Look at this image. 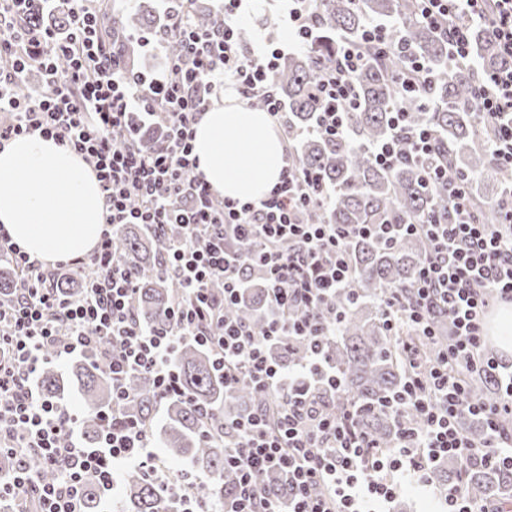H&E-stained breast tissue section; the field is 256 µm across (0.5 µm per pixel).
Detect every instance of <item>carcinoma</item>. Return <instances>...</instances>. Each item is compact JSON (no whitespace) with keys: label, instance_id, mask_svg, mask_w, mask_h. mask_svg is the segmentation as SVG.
<instances>
[{"label":"carcinoma","instance_id":"carcinoma-1","mask_svg":"<svg viewBox=\"0 0 512 512\" xmlns=\"http://www.w3.org/2000/svg\"><path fill=\"white\" fill-rule=\"evenodd\" d=\"M168 4L151 9L132 6L127 0L98 3L101 28L108 47L125 58L136 72L139 54L137 35L158 26ZM316 27L307 48L288 53L271 78L278 97L288 106L286 129L293 141L291 158L306 171L319 175L332 192L327 207L308 213L311 223L325 224H410L430 214L454 221L448 194L437 184H427L423 166L407 146V134L419 128L435 132L448 163L468 179L482 184L471 189L481 220L494 224L499 217V191L512 182V172L495 163L480 112L472 102L475 84L486 71L512 66L500 55L495 43L481 29H472L473 57L453 59L447 37L435 31L418 14L414 0H316ZM377 17L393 22L394 45L385 54L371 56L354 77L358 106L348 119V133L336 139L297 136L315 124L320 103L315 88L322 69L335 62L336 47L342 38L358 39L368 20ZM222 18L216 0H190L193 27L206 30ZM26 26L47 28L56 33L71 30L67 0L45 12L35 6ZM418 60L430 73L425 89L400 94L394 76L407 60ZM403 113V123L395 125L394 113ZM134 139L144 150L162 148L167 133L147 122L134 131ZM400 144L399 157L392 167L376 163L369 147L387 141ZM173 228L145 229L139 224L121 226L113 247L136 275V314L152 325L169 322L171 308L180 295V284L161 269ZM428 243L406 235L396 242L378 237H357L349 242L353 267V288L339 293L333 308L345 312L337 335L325 350L341 379L338 390L323 394L327 410L341 415L355 414L357 425L379 447L393 445L400 422L413 416L397 415L386 408L402 391L409 368L402 356V342L390 335L383 320V300L394 290L412 288L428 254ZM91 276L87 268L61 274L57 287L65 295L83 291ZM18 273L9 259L0 266V293L8 295L16 286ZM268 287L262 272L250 268L243 297L226 307L229 316L249 321L257 331L265 327ZM308 345L298 336H281L271 348L277 363L298 364L307 359ZM185 397L168 402L166 419L159 431V443L167 459L189 462L204 473L206 481L197 489L200 497L222 501L234 494L237 472L225 465L224 442L216 435L233 417L268 405L270 396L243 380L224 391V376L212 357L191 338L185 339L174 357ZM475 394L487 403L499 397L497 384L486 375L466 371ZM77 385L85 414L84 434L94 443L101 431L100 412L112 406V380L105 361L91 357L76 362L68 375L47 366L39 380L40 392L62 402L69 385ZM130 400L125 413L151 420L157 397L151 380L144 374L126 378ZM465 475L471 497L478 501L512 497V471L488 468L475 459L449 458L435 463L430 478L448 486ZM283 479L275 474L258 478L261 493L283 489ZM119 512H180L179 503L163 486L141 471L130 469L123 477V496L116 503ZM85 512H101L95 483L87 485Z\"/></svg>","mask_w":512,"mask_h":512}]
</instances>
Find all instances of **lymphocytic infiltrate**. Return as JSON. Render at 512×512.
<instances>
[{
	"label": "lymphocytic infiltrate",
	"mask_w": 512,
	"mask_h": 512,
	"mask_svg": "<svg viewBox=\"0 0 512 512\" xmlns=\"http://www.w3.org/2000/svg\"><path fill=\"white\" fill-rule=\"evenodd\" d=\"M94 0H72L73 28L63 39L54 32L27 27L36 0H0V146L40 132L80 155L101 187L105 224L94 251L71 259L74 267L94 271L84 293L59 294L51 272L32 259L0 229V253L19 271L10 309L0 308V455L19 458L17 470L0 478V503H34V512H84V489L95 482L107 493L117 487L119 469L156 475L157 452L148 428L127 417L129 394L124 378L146 373L158 400L182 397L172 358L186 337L211 349L225 386L248 376L259 390L276 391L281 406L275 418L250 413L226 424L224 461L238 475L232 500L216 506L196 495L202 479L183 471L167 484L180 512H371L391 501L404 481L428 483L430 463L443 457L479 458L490 467L512 464V432L501 428V413L512 414V372L500 373L496 358H482L484 323L490 298L512 302V202L502 203L498 223L476 215L470 182L450 165L437 162V138L421 128L409 134L414 158L430 182L442 185L455 211L454 223L428 216L415 224H312V208L325 205L330 191L317 176L289 164L280 182L257 202L219 197L196 177L194 126L224 81H233L245 98L260 99L266 112L284 118L285 108L270 89L284 51L277 44L244 55L238 27L242 0H224V20L199 31L181 8L166 18L165 31L182 40L179 55L154 78L130 74L125 61L106 52ZM314 0H283L281 24L291 45L303 47L313 35ZM422 19L444 32L456 57L471 55V35L458 27L460 17L481 27L503 56L512 58V0H417ZM392 42L388 24L369 22L361 37L343 40L336 61L320 80L321 108L313 134L341 137L355 102L354 75L370 51H386ZM68 66L59 69L57 61ZM39 70L42 86L26 97L13 88L30 70ZM473 99L490 131L497 164L512 169V67L491 71L476 85ZM166 127L165 148L145 152L123 135L131 116ZM122 224L149 227L179 225L164 269L181 284V294L163 327L138 320V292L132 272L112 249ZM425 237L430 245L410 294L393 293L384 315L391 332L433 336L435 314L448 316L453 339L441 349L429 371H419L412 345L404 352L414 373L399 407L414 411V425L401 427L392 447L383 449L356 425L351 414H330L318 403L321 381H335L321 347L335 335L338 315L327 302L351 288L347 246L353 238L376 234L388 240L399 233ZM249 246L242 254L240 246ZM259 266L268 283L272 316L263 331L225 315L245 282L249 266ZM222 283L224 295L210 286ZM291 334L312 346L308 359L292 368L271 361L266 344ZM105 348L112 377V407L103 413L97 442L87 445L80 419L44 397L33 386L49 357L59 359ZM472 361L496 375L502 399L478 400L458 372ZM480 418L487 431L477 443L464 436L462 414ZM277 471L288 485L285 499L257 492L258 477ZM46 471L54 480H43Z\"/></svg>",
	"instance_id": "lymphocytic-infiltrate-1"
}]
</instances>
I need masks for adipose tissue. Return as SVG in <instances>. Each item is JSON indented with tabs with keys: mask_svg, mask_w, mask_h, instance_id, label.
I'll return each mask as SVG.
<instances>
[{
	"mask_svg": "<svg viewBox=\"0 0 512 512\" xmlns=\"http://www.w3.org/2000/svg\"><path fill=\"white\" fill-rule=\"evenodd\" d=\"M194 153L215 194L241 202L264 198L286 167V143L271 116L227 97L196 124Z\"/></svg>",
	"mask_w": 512,
	"mask_h": 512,
	"instance_id": "ef3b65f1",
	"label": "adipose tissue"
}]
</instances>
